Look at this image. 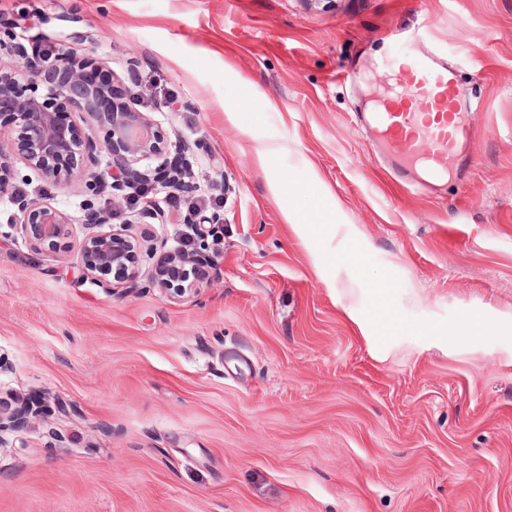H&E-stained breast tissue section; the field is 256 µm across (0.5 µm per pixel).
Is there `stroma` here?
Listing matches in <instances>:
<instances>
[{
	"label": "stroma",
	"instance_id": "1",
	"mask_svg": "<svg viewBox=\"0 0 512 512\" xmlns=\"http://www.w3.org/2000/svg\"><path fill=\"white\" fill-rule=\"evenodd\" d=\"M0 21V70L44 40L138 95L197 223L221 218L197 294L107 289L76 264L83 185L14 162L75 231L33 253L0 201V406L45 409L0 433V512H512V0H0ZM396 28L471 114L430 188L370 144ZM316 182L341 211L314 248L274 188ZM381 282L402 323L382 347L345 313ZM468 315L473 339H443Z\"/></svg>",
	"mask_w": 512,
	"mask_h": 512
}]
</instances>
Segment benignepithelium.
Masks as SVG:
<instances>
[{
	"mask_svg": "<svg viewBox=\"0 0 512 512\" xmlns=\"http://www.w3.org/2000/svg\"><path fill=\"white\" fill-rule=\"evenodd\" d=\"M24 69L30 80L47 83L49 93L45 99L23 97L17 91L15 75L0 71V131L7 126L16 132L8 141V152L0 148V200L6 197L17 207L13 230L37 252L72 232L67 215L51 200L13 194L11 157L16 156L46 180L65 186L79 182L91 192L86 207L96 221L84 232L77 255L83 274L104 288L111 287L106 279L111 273L128 287H139L140 257L135 239L110 228V223L118 215L115 198L125 196V188L141 177L133 165L160 158L168 146L166 138L135 103L117 101L120 92L115 86L102 88L88 83L86 65L73 60L68 51L42 64H26ZM75 113L106 129L112 182H106L98 169L97 141L90 135L80 138L73 120ZM108 187L112 198L107 205L96 206L97 197ZM191 229L195 232L192 249L179 246L167 250L148 273L149 283L173 299L198 290L205 279L210 249L218 246L198 233L197 225H191Z\"/></svg>",
	"mask_w": 512,
	"mask_h": 512,
	"instance_id": "7a95c632",
	"label": "benign epithelium"
}]
</instances>
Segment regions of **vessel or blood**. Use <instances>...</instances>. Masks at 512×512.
Returning a JSON list of instances; mask_svg holds the SVG:
<instances>
[{
	"instance_id": "1",
	"label": "vessel or blood",
	"mask_w": 512,
	"mask_h": 512,
	"mask_svg": "<svg viewBox=\"0 0 512 512\" xmlns=\"http://www.w3.org/2000/svg\"><path fill=\"white\" fill-rule=\"evenodd\" d=\"M456 78L448 62L428 52L410 53L408 66L399 69L395 96L373 115L377 142L399 178L416 167L435 179L453 171L458 145L471 136Z\"/></svg>"
}]
</instances>
